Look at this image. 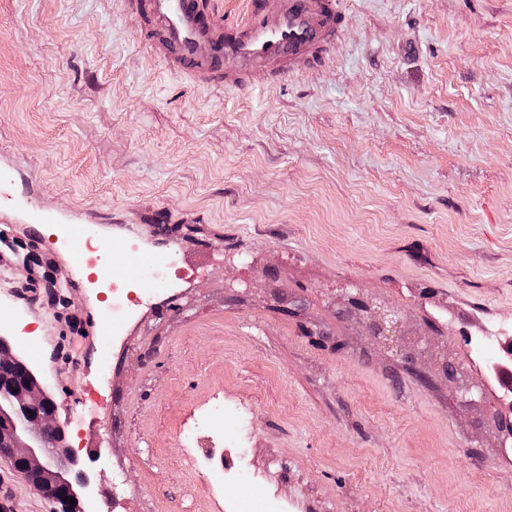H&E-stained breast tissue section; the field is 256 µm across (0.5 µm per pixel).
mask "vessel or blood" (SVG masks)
Returning <instances> with one entry per match:
<instances>
[{"label": "vessel or blood", "mask_w": 512, "mask_h": 512, "mask_svg": "<svg viewBox=\"0 0 512 512\" xmlns=\"http://www.w3.org/2000/svg\"><path fill=\"white\" fill-rule=\"evenodd\" d=\"M141 41L195 84L246 88L286 81L299 58L323 65L343 31L340 0H247L244 15L219 0H132Z\"/></svg>", "instance_id": "b4317fda"}]
</instances>
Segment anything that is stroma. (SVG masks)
I'll use <instances>...</instances> for the list:
<instances>
[{"mask_svg": "<svg viewBox=\"0 0 512 512\" xmlns=\"http://www.w3.org/2000/svg\"><path fill=\"white\" fill-rule=\"evenodd\" d=\"M342 3L328 63L238 91L124 0H0V336L36 334L100 512H512L472 344L512 325V0ZM352 287L404 311L396 349ZM2 494L51 512L0 460ZM77 236L85 265L91 269L98 268L103 250L99 237L90 231L84 230H79Z\"/></svg>", "mask_w": 512, "mask_h": 512, "instance_id": "35a3bbf8", "label": "stroma"}]
</instances>
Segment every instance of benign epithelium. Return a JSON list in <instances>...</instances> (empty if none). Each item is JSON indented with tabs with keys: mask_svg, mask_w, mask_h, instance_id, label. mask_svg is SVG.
<instances>
[{
	"mask_svg": "<svg viewBox=\"0 0 512 512\" xmlns=\"http://www.w3.org/2000/svg\"><path fill=\"white\" fill-rule=\"evenodd\" d=\"M399 324L398 312L389 308L375 311L376 334L393 336ZM501 349L503 356L491 369L512 394V336L504 337ZM0 363L23 368L21 379L9 383L6 390L0 386V397L9 401L7 409L0 404V455L24 478L37 477L33 485L54 504V512H99L96 473L67 445L59 404L50 388L3 337Z\"/></svg>",
	"mask_w": 512,
	"mask_h": 512,
	"instance_id": "obj_1",
	"label": "benign epithelium"
}]
</instances>
